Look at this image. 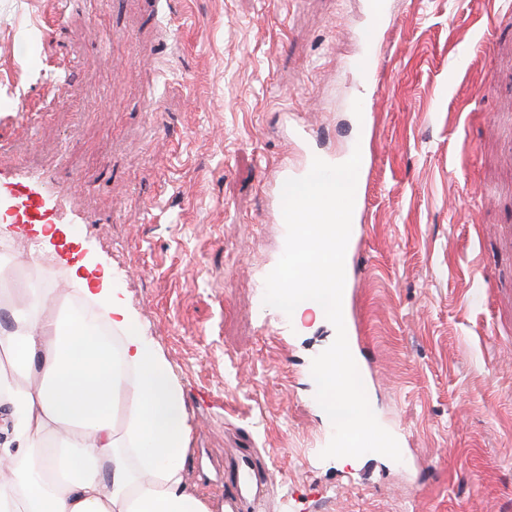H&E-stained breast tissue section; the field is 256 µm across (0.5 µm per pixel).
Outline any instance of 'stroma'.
<instances>
[{"instance_id":"stroma-1","label":"stroma","mask_w":512,"mask_h":512,"mask_svg":"<svg viewBox=\"0 0 512 512\" xmlns=\"http://www.w3.org/2000/svg\"><path fill=\"white\" fill-rule=\"evenodd\" d=\"M387 7L0 0V182L34 170L84 218L49 196L52 238L0 218V240L64 270L59 298L123 290L211 512H512V0ZM369 42L372 87L347 69ZM356 150L343 318L402 459L346 465L311 373L336 330L263 297L284 175Z\"/></svg>"}]
</instances>
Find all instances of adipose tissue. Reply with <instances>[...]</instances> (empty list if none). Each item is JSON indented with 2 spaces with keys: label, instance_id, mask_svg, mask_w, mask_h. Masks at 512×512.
<instances>
[{
  "label": "adipose tissue",
  "instance_id": "obj_1",
  "mask_svg": "<svg viewBox=\"0 0 512 512\" xmlns=\"http://www.w3.org/2000/svg\"><path fill=\"white\" fill-rule=\"evenodd\" d=\"M2 282L23 307L0 329V512H211L185 482L180 388L121 289L99 297L105 336L33 280Z\"/></svg>",
  "mask_w": 512,
  "mask_h": 512
}]
</instances>
